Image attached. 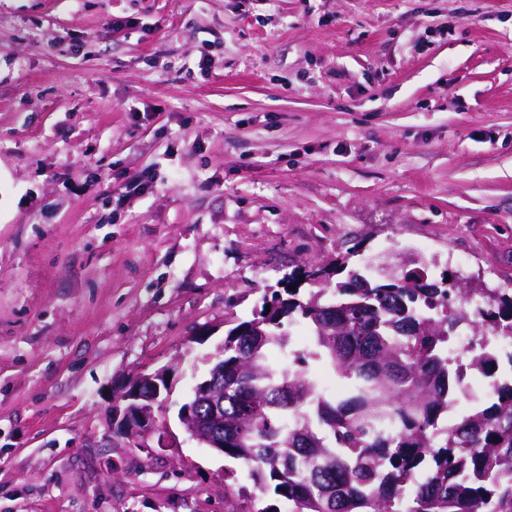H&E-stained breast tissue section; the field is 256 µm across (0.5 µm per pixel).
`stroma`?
Listing matches in <instances>:
<instances>
[{
  "instance_id": "obj_1",
  "label": "stroma",
  "mask_w": 512,
  "mask_h": 512,
  "mask_svg": "<svg viewBox=\"0 0 512 512\" xmlns=\"http://www.w3.org/2000/svg\"><path fill=\"white\" fill-rule=\"evenodd\" d=\"M348 253L512 293V0H0V512L239 507L178 407ZM161 368L177 445L130 447ZM171 383L166 369L139 373L112 406V420L118 437L135 448H151L143 442L158 435V448H173V435L166 416L158 417L154 406L165 393L169 396Z\"/></svg>"
}]
</instances>
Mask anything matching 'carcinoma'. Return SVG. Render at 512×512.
Returning <instances> with one entry per match:
<instances>
[{
    "label": "carcinoma",
    "mask_w": 512,
    "mask_h": 512,
    "mask_svg": "<svg viewBox=\"0 0 512 512\" xmlns=\"http://www.w3.org/2000/svg\"><path fill=\"white\" fill-rule=\"evenodd\" d=\"M336 261L335 288L304 300L307 271L292 289L263 298L253 318L265 336L224 335V456L242 463L258 492L290 512H512V383L490 402L441 419L463 392L448 365L458 302L470 297L444 272L405 264L389 275L366 263ZM303 319L313 348L289 352L292 365L268 361L285 349V324ZM478 324L512 336V295H497ZM330 367L348 388L325 397L310 363ZM395 421V433L381 425Z\"/></svg>",
    "instance_id": "1"
}]
</instances>
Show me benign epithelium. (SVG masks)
Segmentation results:
<instances>
[{
	"mask_svg": "<svg viewBox=\"0 0 512 512\" xmlns=\"http://www.w3.org/2000/svg\"><path fill=\"white\" fill-rule=\"evenodd\" d=\"M170 392L171 383L165 369L135 376L113 404L112 420L117 435L135 448L145 447L144 441L153 435L158 436V447H175L167 418H160L154 412L159 398ZM223 402L224 394L215 387L214 379L207 378L199 382L192 396L178 411V419L184 432L209 448L224 450V436L218 434L210 422L198 413L202 405H209L217 410Z\"/></svg>",
	"mask_w": 512,
	"mask_h": 512,
	"instance_id": "benign-epithelium-1",
	"label": "benign epithelium"
}]
</instances>
